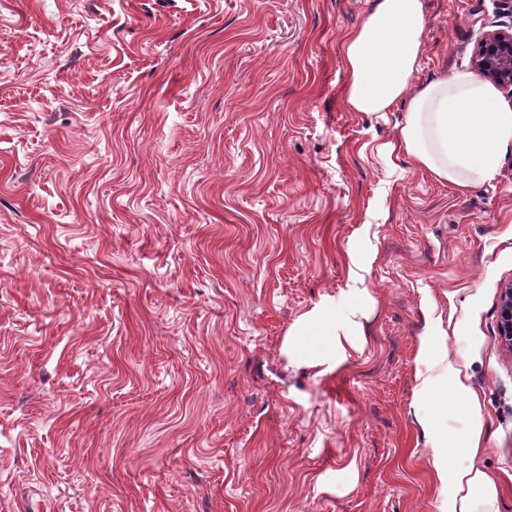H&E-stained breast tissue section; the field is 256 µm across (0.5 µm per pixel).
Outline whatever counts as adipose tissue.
Listing matches in <instances>:
<instances>
[{
	"mask_svg": "<svg viewBox=\"0 0 512 512\" xmlns=\"http://www.w3.org/2000/svg\"><path fill=\"white\" fill-rule=\"evenodd\" d=\"M426 42L424 0H376L361 22L341 42L346 71L344 104L354 112H390L405 105L400 143L413 163L435 178L457 185L492 180L504 145L512 141V107L497 88L473 73L456 70L424 84L414 77ZM298 336H321L320 352L288 342L303 363L323 365L341 347L335 322L304 317ZM417 360V402L425 406L419 424L431 451L440 489L438 512H489L497 491L477 465L482 421L467 416V437L448 446V395L464 393L448 357V336L430 327L421 337Z\"/></svg>",
	"mask_w": 512,
	"mask_h": 512,
	"instance_id": "obj_1",
	"label": "adipose tissue"
}]
</instances>
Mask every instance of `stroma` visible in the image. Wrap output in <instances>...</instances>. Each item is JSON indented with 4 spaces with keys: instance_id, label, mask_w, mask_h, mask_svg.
<instances>
[{
    "instance_id": "35a3bbf8",
    "label": "stroma",
    "mask_w": 512,
    "mask_h": 512,
    "mask_svg": "<svg viewBox=\"0 0 512 512\" xmlns=\"http://www.w3.org/2000/svg\"><path fill=\"white\" fill-rule=\"evenodd\" d=\"M374 0H0V512H438L418 338L442 317L512 512V142L437 180L353 112ZM423 84L512 0H425ZM361 325L287 355L308 314ZM499 330L503 342L512 349V285L504 288L499 308ZM289 336H329L330 339L326 340L324 344L322 343L319 353L311 352L301 345H296L292 337H289L287 340L288 351L308 366L323 365L326 356L331 352H336V347L339 352L345 353L342 341L336 332V321H329L326 317H304L294 326L293 332Z\"/></svg>"
}]
</instances>
